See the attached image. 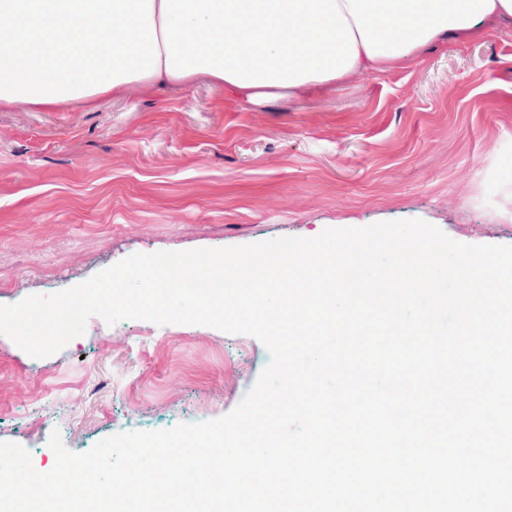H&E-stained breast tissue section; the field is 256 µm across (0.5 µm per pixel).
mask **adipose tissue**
Instances as JSON below:
<instances>
[{
	"mask_svg": "<svg viewBox=\"0 0 512 512\" xmlns=\"http://www.w3.org/2000/svg\"><path fill=\"white\" fill-rule=\"evenodd\" d=\"M507 21L512 0H0V107L199 80L250 103L306 98Z\"/></svg>",
	"mask_w": 512,
	"mask_h": 512,
	"instance_id": "1",
	"label": "adipose tissue"
}]
</instances>
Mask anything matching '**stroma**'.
Segmentation results:
<instances>
[{"label": "stroma", "instance_id": "35a3bbf8", "mask_svg": "<svg viewBox=\"0 0 512 512\" xmlns=\"http://www.w3.org/2000/svg\"><path fill=\"white\" fill-rule=\"evenodd\" d=\"M420 219L512 245V24L426 46L312 99L254 105L222 87L132 90L93 109L0 110V305L159 251L312 238ZM269 362L256 338L97 316L34 358L0 335V442L35 469L124 432L231 412Z\"/></svg>", "mask_w": 512, "mask_h": 512}]
</instances>
